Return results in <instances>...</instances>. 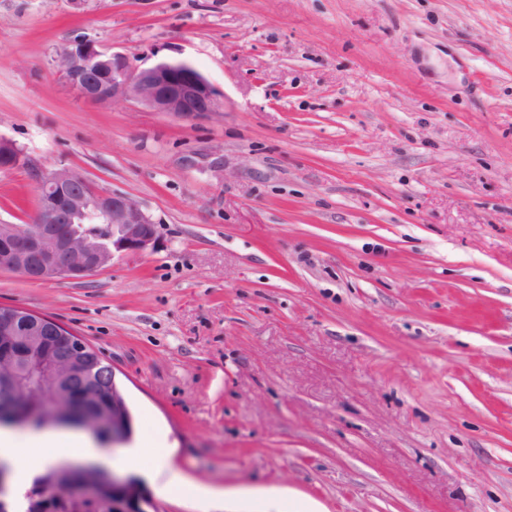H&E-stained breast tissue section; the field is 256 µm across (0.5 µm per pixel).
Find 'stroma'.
<instances>
[{
	"mask_svg": "<svg viewBox=\"0 0 512 512\" xmlns=\"http://www.w3.org/2000/svg\"><path fill=\"white\" fill-rule=\"evenodd\" d=\"M77 37L222 114L78 99ZM0 137L157 226L0 305L111 363L205 490L139 472L160 512H512V0H0ZM36 204L0 170V221Z\"/></svg>",
	"mask_w": 512,
	"mask_h": 512,
	"instance_id": "1",
	"label": "stroma"
}]
</instances>
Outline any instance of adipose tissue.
I'll return each mask as SVG.
<instances>
[{"instance_id":"ef3b65f1","label":"adipose tissue","mask_w":512,"mask_h":512,"mask_svg":"<svg viewBox=\"0 0 512 512\" xmlns=\"http://www.w3.org/2000/svg\"><path fill=\"white\" fill-rule=\"evenodd\" d=\"M99 454V448L79 433L23 434L9 427H0V457L12 466L9 494L17 512H23L25 492L34 476L63 461L90 460L97 458ZM165 454L163 438L145 437L139 441L137 447L124 451L122 463L130 470L149 469L163 472L164 490L187 487L188 480L182 472L164 469Z\"/></svg>"}]
</instances>
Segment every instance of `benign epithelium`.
<instances>
[{
  "label": "benign epithelium",
  "mask_w": 512,
  "mask_h": 512,
  "mask_svg": "<svg viewBox=\"0 0 512 512\" xmlns=\"http://www.w3.org/2000/svg\"><path fill=\"white\" fill-rule=\"evenodd\" d=\"M67 83L84 100L136 102L186 121L207 120L222 112V96L193 66L161 61L149 66L129 54L105 52L89 41L75 40L56 58ZM23 167L38 193V204L25 224L0 222V270L35 282L82 280L123 254L154 249L157 227L142 205L123 193L94 189L76 169L31 162L12 142L0 139V169ZM61 336L57 347L43 344L48 329ZM0 409L18 401L33 407L17 416L20 426L40 420L45 426L81 428L98 435L102 423L86 426L73 411L42 407L45 388L38 375L50 368L91 395L115 385L111 364L74 334L45 315L21 307L0 319ZM115 489L133 494L141 485L129 477L103 473Z\"/></svg>",
  "instance_id": "benign-epithelium-1"
}]
</instances>
